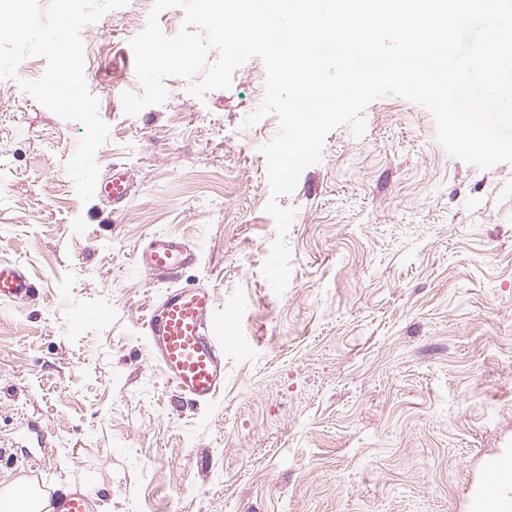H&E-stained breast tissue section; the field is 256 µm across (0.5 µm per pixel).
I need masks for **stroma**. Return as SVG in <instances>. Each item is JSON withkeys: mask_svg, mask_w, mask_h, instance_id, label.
Returning <instances> with one entry per match:
<instances>
[{"mask_svg": "<svg viewBox=\"0 0 512 512\" xmlns=\"http://www.w3.org/2000/svg\"><path fill=\"white\" fill-rule=\"evenodd\" d=\"M150 9L128 0L81 32L109 126L95 161L134 186L121 211L81 202L66 165L83 125L20 87L46 60L0 79V259L39 288L0 303V476L83 485L97 512H512V485L483 496L487 459L512 471V163H465L427 108L374 100L364 134L333 129L279 197L295 216L275 294L260 148L279 122L244 124L265 66L202 100L166 79L164 103L127 115ZM160 233L195 238L177 283L214 288L235 337L206 405L149 355L164 286L132 263Z\"/></svg>", "mask_w": 512, "mask_h": 512, "instance_id": "35a3bbf8", "label": "stroma"}]
</instances>
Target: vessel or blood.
<instances>
[{
    "label": "vessel or blood",
    "instance_id": "obj_1",
    "mask_svg": "<svg viewBox=\"0 0 512 512\" xmlns=\"http://www.w3.org/2000/svg\"><path fill=\"white\" fill-rule=\"evenodd\" d=\"M131 188L128 170L116 165L96 185L98 195L116 210L125 207ZM197 260L198 248L192 238L156 234L138 248L133 267L166 285L150 301L144 320L150 355L179 395L201 405L210 402L224 385V346L230 338L225 317L216 313L213 288L175 284L181 271ZM37 293L20 265L0 260V300L23 302ZM487 468L490 478L484 496L491 500L502 485L512 482V473L493 461ZM47 500L50 512H96L94 501L80 485L50 492Z\"/></svg>",
    "mask_w": 512,
    "mask_h": 512
}]
</instances>
